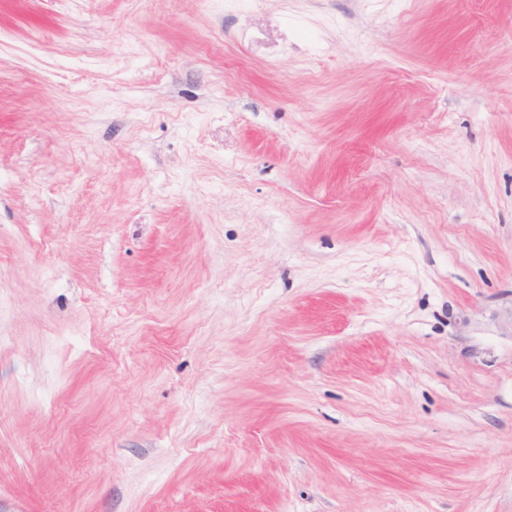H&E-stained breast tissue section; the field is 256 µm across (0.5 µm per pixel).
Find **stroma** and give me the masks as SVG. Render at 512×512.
<instances>
[{"label":"stroma","instance_id":"obj_1","mask_svg":"<svg viewBox=\"0 0 512 512\" xmlns=\"http://www.w3.org/2000/svg\"><path fill=\"white\" fill-rule=\"evenodd\" d=\"M0 512H512V0H0Z\"/></svg>","mask_w":512,"mask_h":512}]
</instances>
